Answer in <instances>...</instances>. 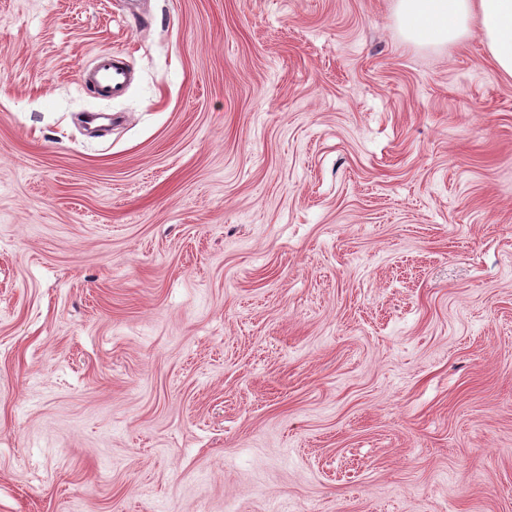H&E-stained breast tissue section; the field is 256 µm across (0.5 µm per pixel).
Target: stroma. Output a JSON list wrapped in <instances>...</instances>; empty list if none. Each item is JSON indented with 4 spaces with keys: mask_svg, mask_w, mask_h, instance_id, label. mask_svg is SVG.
Returning a JSON list of instances; mask_svg holds the SVG:
<instances>
[{
    "mask_svg": "<svg viewBox=\"0 0 512 512\" xmlns=\"http://www.w3.org/2000/svg\"><path fill=\"white\" fill-rule=\"evenodd\" d=\"M112 53L126 94L80 72ZM0 512H512V79L392 0H0Z\"/></svg>",
    "mask_w": 512,
    "mask_h": 512,
    "instance_id": "stroma-1",
    "label": "stroma"
}]
</instances>
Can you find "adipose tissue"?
Wrapping results in <instances>:
<instances>
[{
	"instance_id": "obj_1",
	"label": "adipose tissue",
	"mask_w": 512,
	"mask_h": 512,
	"mask_svg": "<svg viewBox=\"0 0 512 512\" xmlns=\"http://www.w3.org/2000/svg\"><path fill=\"white\" fill-rule=\"evenodd\" d=\"M411 43L445 46L479 31L500 73L512 77V0H394Z\"/></svg>"
}]
</instances>
